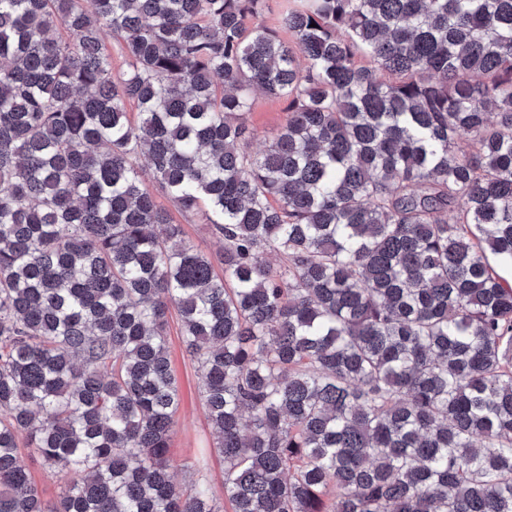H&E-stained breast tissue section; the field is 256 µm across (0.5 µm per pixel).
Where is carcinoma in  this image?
Instances as JSON below:
<instances>
[{
	"instance_id": "carcinoma-1",
	"label": "carcinoma",
	"mask_w": 512,
	"mask_h": 512,
	"mask_svg": "<svg viewBox=\"0 0 512 512\" xmlns=\"http://www.w3.org/2000/svg\"><path fill=\"white\" fill-rule=\"evenodd\" d=\"M266 10L0 0V512H222L170 474L172 309L231 512H512V0ZM284 107L282 101L259 97L249 116L252 150L264 148L277 133L286 120L287 112H284ZM155 193L158 202L167 209L171 218V222L181 226L182 238L185 241L195 245L201 252L211 256L214 259L216 270L221 272L222 265L219 264L216 259L219 257L223 250V240L212 233L209 224H202L198 216L182 213L166 197L162 196L156 191ZM19 447L41 496L47 501H56L64 489L65 478L46 468L38 457L33 456L22 438L19 440Z\"/></svg>"
}]
</instances>
